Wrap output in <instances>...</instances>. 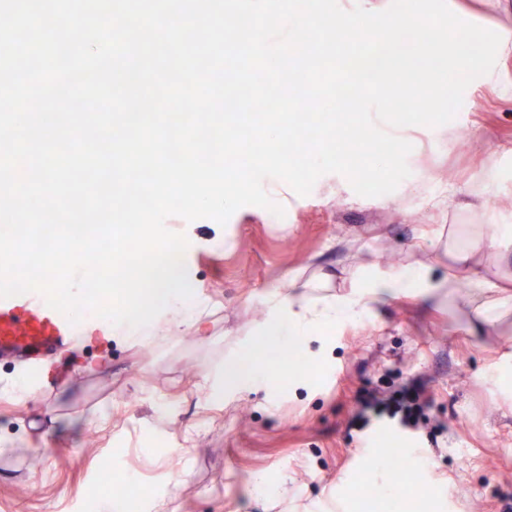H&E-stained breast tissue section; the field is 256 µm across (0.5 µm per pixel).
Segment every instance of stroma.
Returning <instances> with one entry per match:
<instances>
[{
  "label": "stroma",
  "instance_id": "stroma-1",
  "mask_svg": "<svg viewBox=\"0 0 512 512\" xmlns=\"http://www.w3.org/2000/svg\"><path fill=\"white\" fill-rule=\"evenodd\" d=\"M461 19L512 41V0H447ZM499 81L473 80L454 119L396 129L408 141L409 176L392 193L363 197L344 175L321 176L311 193H289L284 217L245 206L226 225L166 221L185 235L190 283L206 303L205 336L184 326L149 344L113 342L79 353L80 368L50 396L16 387L28 366L0 358V512H72L112 483L146 488L143 512H383L361 506L373 473L359 454L376 411L359 419L361 394L410 383L427 403L417 427L379 436L375 451L422 440V478L398 489L399 506L425 512H512V306L490 321L438 296L400 295L362 321L311 337L303 382L258 384L231 404L208 397L223 365L261 320L269 295L289 283L352 286L360 256L381 269L430 265L447 277L449 244L476 245L493 279L512 289L497 242L512 225V51L498 54Z\"/></svg>",
  "mask_w": 512,
  "mask_h": 512
}]
</instances>
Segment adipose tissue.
Here are the masks:
<instances>
[{
    "mask_svg": "<svg viewBox=\"0 0 512 512\" xmlns=\"http://www.w3.org/2000/svg\"><path fill=\"white\" fill-rule=\"evenodd\" d=\"M454 260L465 273L466 293L459 302L479 299L476 313L482 319L495 316L507 304L501 285L472 262L469 250H459ZM123 287L137 296L126 317L113 324L114 338L129 341L152 337L156 323L169 326L197 324L204 306L181 277L175 243L142 252L137 264L123 272ZM442 280L432 275L430 267L380 270L372 258H364L353 287L344 294L312 301L293 292H279L267 304L264 318L256 328L254 340L263 348L255 356L252 348L225 359L221 368L208 374L211 398H223L225 392L242 391L266 382L272 365L287 363L291 381L302 378L300 356L307 340L317 330L344 320H356L384 297L410 294L430 295L443 288Z\"/></svg>",
    "mask_w": 512,
    "mask_h": 512,
    "instance_id": "adipose-tissue-1",
    "label": "adipose tissue"
}]
</instances>
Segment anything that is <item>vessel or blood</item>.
I'll return each mask as SVG.
<instances>
[{
	"label": "vessel or blood",
	"mask_w": 512,
	"mask_h": 512,
	"mask_svg": "<svg viewBox=\"0 0 512 512\" xmlns=\"http://www.w3.org/2000/svg\"><path fill=\"white\" fill-rule=\"evenodd\" d=\"M93 336L108 349L107 325L70 324L43 296L29 292L0 299V356L43 362L69 351L77 337Z\"/></svg>",
	"instance_id": "1"
}]
</instances>
